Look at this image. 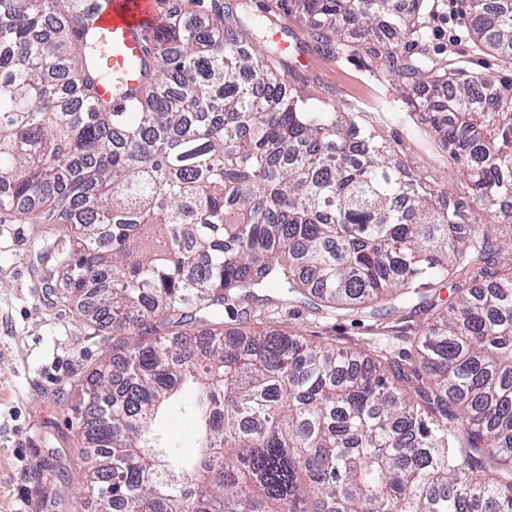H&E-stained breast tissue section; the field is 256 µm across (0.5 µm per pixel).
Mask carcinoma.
I'll return each mask as SVG.
<instances>
[{
  "label": "carcinoma",
  "instance_id": "obj_1",
  "mask_svg": "<svg viewBox=\"0 0 512 512\" xmlns=\"http://www.w3.org/2000/svg\"><path fill=\"white\" fill-rule=\"evenodd\" d=\"M275 2L332 56L347 21L390 39L376 68L470 195L310 102L261 20L246 40L219 10L157 18L117 110L98 91L106 0H0V210L74 226L57 266L122 368L99 365L75 407L103 458L94 512H512V254L467 279L512 223V77L430 57L431 0ZM462 2L476 46L512 62V0ZM275 295L421 318L398 360L233 326ZM192 319L208 331L163 332ZM173 407L190 453L160 428Z\"/></svg>",
  "mask_w": 512,
  "mask_h": 512
}]
</instances>
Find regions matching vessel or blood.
<instances>
[{"label": "vessel or blood", "mask_w": 512, "mask_h": 512, "mask_svg": "<svg viewBox=\"0 0 512 512\" xmlns=\"http://www.w3.org/2000/svg\"><path fill=\"white\" fill-rule=\"evenodd\" d=\"M157 16L155 0H112L97 22L112 42L111 51L100 58L101 67L112 79L101 84L99 91L102 99L112 102L114 107H124L126 94L138 84L137 62L142 41Z\"/></svg>", "instance_id": "vessel-or-blood-1"}]
</instances>
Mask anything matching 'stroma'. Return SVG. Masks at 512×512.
I'll return each instance as SVG.
<instances>
[{
    "instance_id": "stroma-1",
    "label": "stroma",
    "mask_w": 512,
    "mask_h": 512,
    "mask_svg": "<svg viewBox=\"0 0 512 512\" xmlns=\"http://www.w3.org/2000/svg\"><path fill=\"white\" fill-rule=\"evenodd\" d=\"M250 3L252 13L271 18L289 45L287 63L304 60L302 72L315 95L340 111L363 112L402 162L447 184L449 192L463 193L464 181L447 155L407 117L395 81L375 68L372 46L331 57L296 14L276 9L274 0ZM427 25L428 49L436 60L460 61L467 70L493 77L512 73L507 60L473 47L470 18L459 0H438ZM72 237L68 224L0 214V512H41L42 483L56 490L58 512H87L78 475L91 457L74 410L75 390L112 357V330L92 325L69 299L55 255L69 248ZM249 324L346 348L370 342L392 356L404 349L372 322L305 303L262 310ZM54 451L65 457L63 472L43 467Z\"/></svg>"
}]
</instances>
